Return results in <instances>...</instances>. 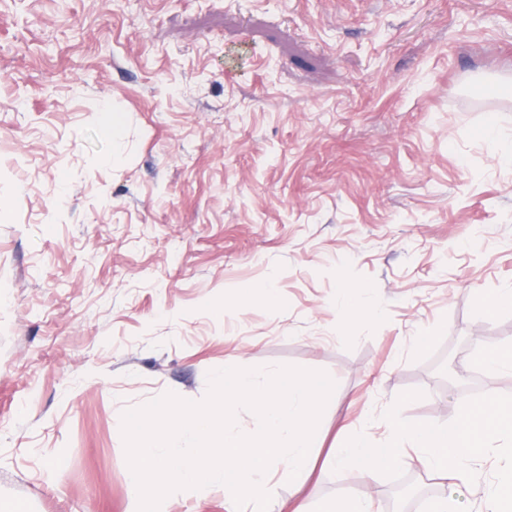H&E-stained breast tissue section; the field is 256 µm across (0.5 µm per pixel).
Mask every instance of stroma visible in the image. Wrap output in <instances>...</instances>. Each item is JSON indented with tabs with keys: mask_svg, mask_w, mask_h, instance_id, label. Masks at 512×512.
Returning a JSON list of instances; mask_svg holds the SVG:
<instances>
[{
	"mask_svg": "<svg viewBox=\"0 0 512 512\" xmlns=\"http://www.w3.org/2000/svg\"><path fill=\"white\" fill-rule=\"evenodd\" d=\"M510 152L512 0H0V512H129L122 412L202 400L228 361L336 383L313 474L268 512H393L425 479L478 512L495 456L467 487L329 458L388 442L402 392L446 424L512 395V369L470 362L512 343V309L483 310L512 289ZM347 285L377 312L346 318Z\"/></svg>",
	"mask_w": 512,
	"mask_h": 512,
	"instance_id": "stroma-1",
	"label": "stroma"
}]
</instances>
